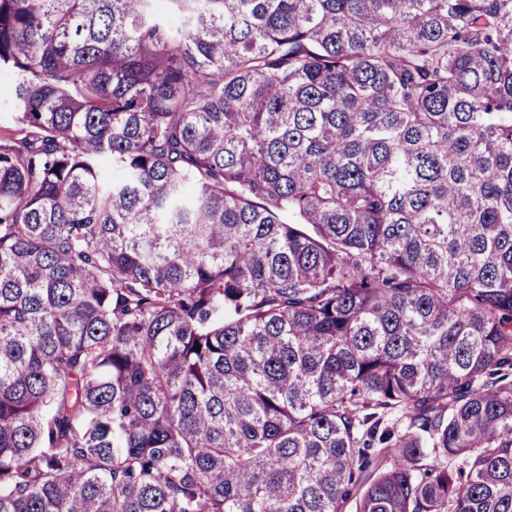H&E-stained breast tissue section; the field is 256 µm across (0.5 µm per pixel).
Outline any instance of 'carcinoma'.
<instances>
[{
  "label": "carcinoma",
  "mask_w": 512,
  "mask_h": 512,
  "mask_svg": "<svg viewBox=\"0 0 512 512\" xmlns=\"http://www.w3.org/2000/svg\"><path fill=\"white\" fill-rule=\"evenodd\" d=\"M157 2L0 0V512H512V0Z\"/></svg>",
  "instance_id": "obj_1"
}]
</instances>
